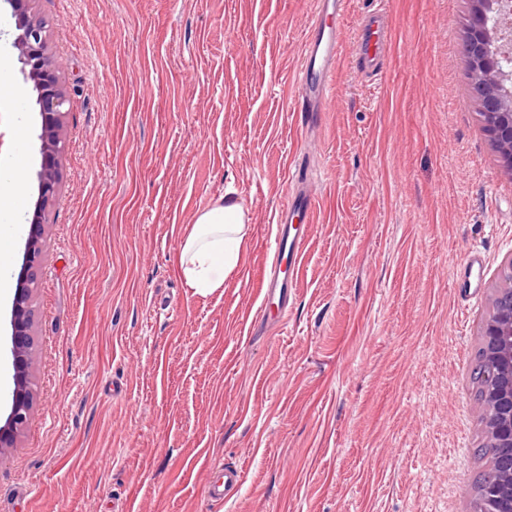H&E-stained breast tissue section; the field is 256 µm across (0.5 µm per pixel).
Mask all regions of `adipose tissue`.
<instances>
[{
  "label": "adipose tissue",
  "instance_id": "adipose-tissue-1",
  "mask_svg": "<svg viewBox=\"0 0 512 512\" xmlns=\"http://www.w3.org/2000/svg\"><path fill=\"white\" fill-rule=\"evenodd\" d=\"M25 153L0 167V298L9 295L6 263L14 241L23 233L19 203L25 193ZM250 214L244 204L217 199L199 211L186 232L178 255V271L194 292L220 288L246 260Z\"/></svg>",
  "mask_w": 512,
  "mask_h": 512
}]
</instances>
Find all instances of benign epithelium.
<instances>
[{"label":"benign epithelium","mask_w":512,"mask_h":512,"mask_svg":"<svg viewBox=\"0 0 512 512\" xmlns=\"http://www.w3.org/2000/svg\"><path fill=\"white\" fill-rule=\"evenodd\" d=\"M17 19L19 34L13 46L20 74L30 88L40 116V165L36 173L37 199L24 245L11 308V356L14 388L9 412L0 425V448H11L33 415L27 384L32 311V289L45 256V211L59 191L60 157L64 146V119L69 97L59 84L58 67L47 52L43 21L29 11L30 0H6ZM473 17L461 54L472 88L484 112L485 131L512 174V0H471ZM494 300L483 322L482 346L492 356L497 372L491 381L497 416L487 434L498 448L512 450V254L501 264Z\"/></svg>","instance_id":"obj_1"}]
</instances>
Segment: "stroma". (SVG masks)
Masks as SVG:
<instances>
[{"label":"stroma","instance_id":"1","mask_svg":"<svg viewBox=\"0 0 512 512\" xmlns=\"http://www.w3.org/2000/svg\"><path fill=\"white\" fill-rule=\"evenodd\" d=\"M315 0H31L70 99L33 310L34 413L0 512H473L470 382L512 253V175L461 58L469 0H388L367 81L345 52L321 124L293 91ZM40 118L0 106V161ZM318 181L278 325L252 326L293 173ZM244 266L195 294L175 257L225 194ZM472 295L454 283L470 252ZM236 464L207 502L202 472ZM242 480V470L237 466L228 465L223 469L210 467L203 475L205 494L211 502H224L229 493L241 485Z\"/></svg>","mask_w":512,"mask_h":512}]
</instances>
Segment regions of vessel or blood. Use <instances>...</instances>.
Masks as SVG:
<instances>
[{
	"mask_svg": "<svg viewBox=\"0 0 512 512\" xmlns=\"http://www.w3.org/2000/svg\"><path fill=\"white\" fill-rule=\"evenodd\" d=\"M347 0H317V10L311 21L309 35L304 45L301 71L296 81L295 98L302 112L307 113L309 123H317L329 99L331 79L336 64L343 52L341 20L345 14ZM388 23L384 14H372L362 19L360 34L356 42V55L360 70L374 75L382 66L386 46L382 34ZM316 194L312 184H302L291 194L281 209L276 224L274 251L277 256H289L295 267L290 278L271 272L264 277L259 290L260 304L256 312L257 324L267 323L272 318V308L287 309L288 290L299 276L304 239L291 236L290 227L295 219L312 222ZM243 473L235 466L221 469L208 468L203 475L207 498L215 503L224 502L229 493L237 489Z\"/></svg>",
	"mask_w": 512,
	"mask_h": 512,
	"instance_id": "1",
	"label": "vessel or blood"
}]
</instances>
